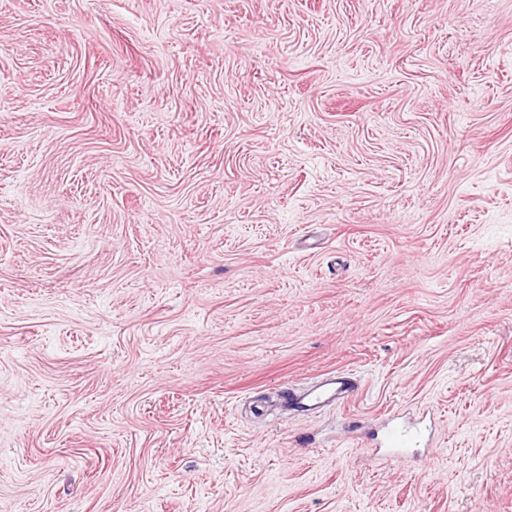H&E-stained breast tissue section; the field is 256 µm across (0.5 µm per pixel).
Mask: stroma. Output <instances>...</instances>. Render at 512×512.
<instances>
[{
    "instance_id": "obj_1",
    "label": "stroma",
    "mask_w": 512,
    "mask_h": 512,
    "mask_svg": "<svg viewBox=\"0 0 512 512\" xmlns=\"http://www.w3.org/2000/svg\"><path fill=\"white\" fill-rule=\"evenodd\" d=\"M0 512H512V0H0ZM320 384L314 390L285 387L282 398L288 406L296 409H309L326 401H334L336 406L344 404L358 388L357 380L349 373L320 377ZM421 430L415 425H393L386 433V443L390 448H411L417 443Z\"/></svg>"
}]
</instances>
